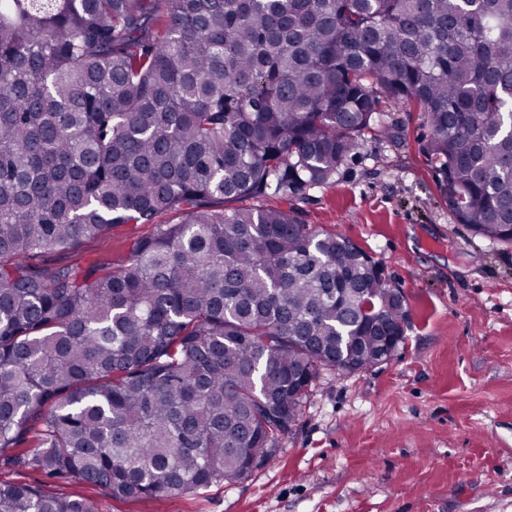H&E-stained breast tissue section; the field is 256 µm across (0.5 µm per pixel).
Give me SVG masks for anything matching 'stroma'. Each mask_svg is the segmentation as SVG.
<instances>
[{
  "mask_svg": "<svg viewBox=\"0 0 512 512\" xmlns=\"http://www.w3.org/2000/svg\"><path fill=\"white\" fill-rule=\"evenodd\" d=\"M389 112L395 138H366L288 207L383 267L405 296L403 344L363 371L323 370L274 457L239 483L168 497L167 512H512V244L458 223L423 152L422 113ZM179 219L118 224L49 259L117 262ZM0 481L90 497L99 512L157 508L23 463L0 461Z\"/></svg>",
  "mask_w": 512,
  "mask_h": 512,
  "instance_id": "35a3bbf8",
  "label": "stroma"
}]
</instances>
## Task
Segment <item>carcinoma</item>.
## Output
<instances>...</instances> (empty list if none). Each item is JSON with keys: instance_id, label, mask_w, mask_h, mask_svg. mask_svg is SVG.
<instances>
[{"instance_id": "cac0c4a2", "label": "carcinoma", "mask_w": 512, "mask_h": 512, "mask_svg": "<svg viewBox=\"0 0 512 512\" xmlns=\"http://www.w3.org/2000/svg\"><path fill=\"white\" fill-rule=\"evenodd\" d=\"M400 102L459 223L512 243V0H0V456L34 429L28 463L114 497L237 482L324 367L402 343L379 265L271 204ZM167 211L119 262L45 259ZM0 512L99 508L0 481Z\"/></svg>"}]
</instances>
